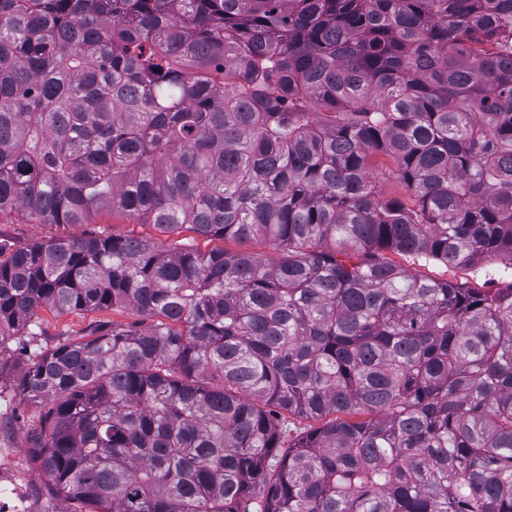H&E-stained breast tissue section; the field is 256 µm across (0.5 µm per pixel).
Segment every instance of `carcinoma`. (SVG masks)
Here are the masks:
<instances>
[{
    "label": "carcinoma",
    "mask_w": 512,
    "mask_h": 512,
    "mask_svg": "<svg viewBox=\"0 0 512 512\" xmlns=\"http://www.w3.org/2000/svg\"><path fill=\"white\" fill-rule=\"evenodd\" d=\"M103 209L278 253L0 240V355L40 307L151 320L31 352L47 496L512 512V283L383 256L512 266V0H0V215ZM383 254L391 262L426 278L464 283L472 288H500L504 282L512 281L511 269H504L499 264L448 267L439 262H425L393 251H385Z\"/></svg>",
    "instance_id": "cac0c4a2"
}]
</instances>
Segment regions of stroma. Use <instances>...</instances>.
<instances>
[{"mask_svg":"<svg viewBox=\"0 0 512 512\" xmlns=\"http://www.w3.org/2000/svg\"><path fill=\"white\" fill-rule=\"evenodd\" d=\"M83 234L142 238L157 242L166 250L190 245L202 252L221 247L231 253L252 251L270 256L277 253L274 244L263 239L246 242L234 239L222 241L205 238L188 230L167 235L157 232L152 225L138 223L137 219L108 210L100 211L89 224H38L21 214L0 216V238L17 246ZM386 257L424 277L450 280L474 288H498L512 281V271L499 264L448 267L435 261L425 262L393 251L387 252ZM36 316L42 334L36 337L33 345L44 350L63 341L83 339L97 322L103 320L127 324L138 319L137 313L125 306L106 311H75L67 314L44 307L37 310ZM27 360L28 354L24 351L0 357V388L8 396L7 401L0 403V451L9 453L7 471L18 487L21 512H73V502L63 498H51L42 493L43 477L29 459L28 437L40 426L41 409L15 397L13 387Z\"/></svg>","mask_w":512,"mask_h":512,"instance_id":"stroma-1","label":"stroma"}]
</instances>
